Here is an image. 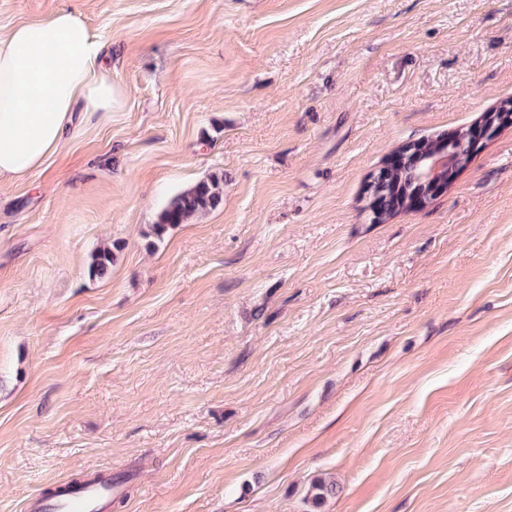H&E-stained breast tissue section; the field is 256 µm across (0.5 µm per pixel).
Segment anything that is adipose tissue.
Returning <instances> with one entry per match:
<instances>
[{
  "mask_svg": "<svg viewBox=\"0 0 512 512\" xmlns=\"http://www.w3.org/2000/svg\"><path fill=\"white\" fill-rule=\"evenodd\" d=\"M101 54L90 29L66 11L0 38V183L38 169L75 125L114 109L120 91Z\"/></svg>",
  "mask_w": 512,
  "mask_h": 512,
  "instance_id": "1",
  "label": "adipose tissue"
}]
</instances>
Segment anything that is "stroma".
Listing matches in <instances>:
<instances>
[{
  "label": "stroma",
  "instance_id": "35a3bbf8",
  "mask_svg": "<svg viewBox=\"0 0 512 512\" xmlns=\"http://www.w3.org/2000/svg\"><path fill=\"white\" fill-rule=\"evenodd\" d=\"M61 10L121 98L0 185V512L96 472L108 512H512V126L362 201L512 97V0H0V38ZM398 187H399L398 193L393 194L394 190L398 189ZM420 187H421V184L419 183L418 180H416L414 178L410 169H405V170L398 172L396 175L394 188L392 190H390V194L392 195V198L387 203L388 206L384 210L379 223L386 221V219L388 217H390L394 212L399 211V209H396V206L393 204L396 202L397 207H399V208L401 207L402 202H403L402 196H403L404 191L414 192V191L418 190ZM224 199V177L213 174L207 179L196 182L175 195L159 215L157 224H153L154 234L158 237L178 224L205 215L218 208ZM117 247L103 246L96 249L90 256L88 274L91 278H102L112 269L117 260L115 251Z\"/></svg>",
  "mask_w": 512,
  "mask_h": 512
}]
</instances>
